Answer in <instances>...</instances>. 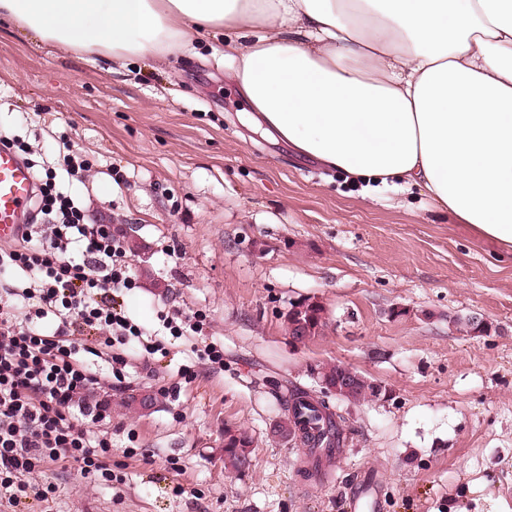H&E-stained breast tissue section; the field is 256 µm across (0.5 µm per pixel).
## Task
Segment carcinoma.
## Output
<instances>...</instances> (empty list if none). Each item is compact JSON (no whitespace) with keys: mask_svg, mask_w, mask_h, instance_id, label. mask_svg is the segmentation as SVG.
<instances>
[{"mask_svg":"<svg viewBox=\"0 0 512 512\" xmlns=\"http://www.w3.org/2000/svg\"><path fill=\"white\" fill-rule=\"evenodd\" d=\"M325 310L322 307H312L309 303L293 305L285 316L286 328L289 334H305L310 340L319 335L325 326ZM352 368L341 365H324L318 368L317 379L334 382L336 378ZM372 386L363 381L353 385L352 390L337 397L341 402L356 403L374 396L370 392ZM287 410L291 414L279 421L273 432L286 439L295 432L292 416L301 413L308 414L307 425L302 427L300 439L304 447L309 449L306 466L299 467L298 473L304 478H311L321 472L322 464L319 455L330 457L333 449L344 446L346 418L331 410V402L315 399L312 394L300 387L293 386L288 389V397L285 399ZM252 437L243 430H224V469L244 473L251 467Z\"/></svg>","mask_w":512,"mask_h":512,"instance_id":"carcinoma-1","label":"carcinoma"}]
</instances>
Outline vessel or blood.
Instances as JSON below:
<instances>
[{"instance_id": "1", "label": "vessel or blood", "mask_w": 512, "mask_h": 512, "mask_svg": "<svg viewBox=\"0 0 512 512\" xmlns=\"http://www.w3.org/2000/svg\"><path fill=\"white\" fill-rule=\"evenodd\" d=\"M33 177L13 150L0 146V242L21 236L29 217Z\"/></svg>"}]
</instances>
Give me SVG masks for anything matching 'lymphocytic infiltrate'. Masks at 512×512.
<instances>
[{
	"label": "lymphocytic infiltrate",
	"mask_w": 512,
	"mask_h": 512,
	"mask_svg": "<svg viewBox=\"0 0 512 512\" xmlns=\"http://www.w3.org/2000/svg\"><path fill=\"white\" fill-rule=\"evenodd\" d=\"M38 177V207L21 243L0 248L15 316L0 318V507L22 498L48 501L35 476L76 464L83 477L109 483L112 402L102 395L99 352L84 332L119 343L146 336L118 298L136 281L123 239L87 221L85 208Z\"/></svg>",
	"instance_id": "lymphocytic-infiltrate-1"
}]
</instances>
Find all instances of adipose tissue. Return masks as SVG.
Instances as JSON below:
<instances>
[{
	"mask_svg": "<svg viewBox=\"0 0 512 512\" xmlns=\"http://www.w3.org/2000/svg\"><path fill=\"white\" fill-rule=\"evenodd\" d=\"M1 20L118 62L223 29L258 124L512 254V0H0Z\"/></svg>",
	"mask_w": 512,
	"mask_h": 512,
	"instance_id": "adipose-tissue-1",
	"label": "adipose tissue"
}]
</instances>
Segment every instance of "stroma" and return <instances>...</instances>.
Here are the masks:
<instances>
[{
	"label": "stroma",
	"instance_id": "1",
	"mask_svg": "<svg viewBox=\"0 0 512 512\" xmlns=\"http://www.w3.org/2000/svg\"><path fill=\"white\" fill-rule=\"evenodd\" d=\"M220 42L198 34L191 52L115 64L0 28V130L54 167L91 222L139 244L123 309L149 330L161 310L210 321L162 337V356L122 347L123 388L102 378L118 482L58 466L53 502L19 512H512V256L419 188L354 180L253 124ZM63 139L86 178L59 166ZM308 298L326 325L298 344L284 317ZM471 315L492 331L460 329ZM208 344L223 368L199 359ZM326 363L391 396L343 405L348 440L313 481L270 427L276 387L313 389ZM143 392L153 407L130 408ZM228 428L253 437L246 473L224 469Z\"/></svg>",
	"mask_w": 512,
	"mask_h": 512
}]
</instances>
